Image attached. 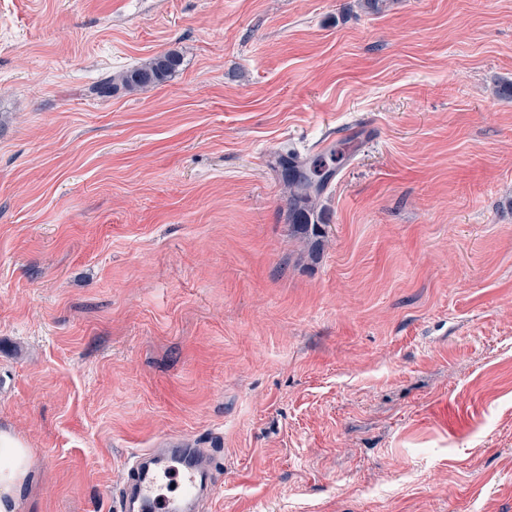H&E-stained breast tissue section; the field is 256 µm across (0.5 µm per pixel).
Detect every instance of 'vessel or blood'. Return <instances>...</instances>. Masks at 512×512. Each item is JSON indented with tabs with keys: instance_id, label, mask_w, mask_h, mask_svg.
<instances>
[{
	"instance_id": "1",
	"label": "vessel or blood",
	"mask_w": 512,
	"mask_h": 512,
	"mask_svg": "<svg viewBox=\"0 0 512 512\" xmlns=\"http://www.w3.org/2000/svg\"><path fill=\"white\" fill-rule=\"evenodd\" d=\"M216 468L197 448H148L128 462L123 481L113 495L115 512H198L216 480ZM175 494H164L169 482Z\"/></svg>"
}]
</instances>
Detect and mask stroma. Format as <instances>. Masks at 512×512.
<instances>
[{"instance_id": "obj_1", "label": "stroma", "mask_w": 512, "mask_h": 512, "mask_svg": "<svg viewBox=\"0 0 512 512\" xmlns=\"http://www.w3.org/2000/svg\"><path fill=\"white\" fill-rule=\"evenodd\" d=\"M511 83L512 0H0L18 512L173 439L202 512H512ZM341 141L302 233L278 164ZM179 58L174 53L157 55L140 65L117 75L104 79L90 88V93L97 97H111L113 90L145 89L164 82L179 65Z\"/></svg>"}]
</instances>
